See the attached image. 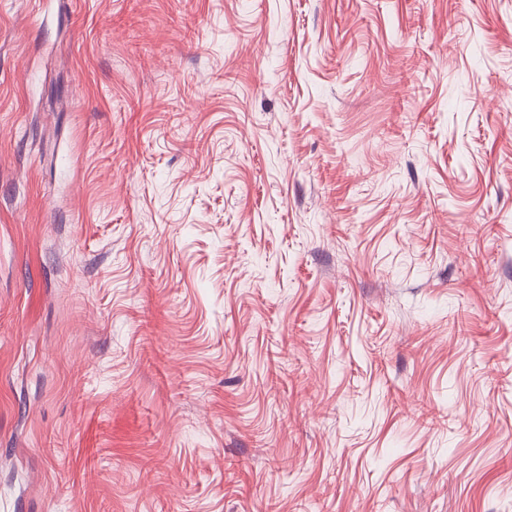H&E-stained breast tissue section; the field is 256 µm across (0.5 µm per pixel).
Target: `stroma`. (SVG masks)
Masks as SVG:
<instances>
[{
  "mask_svg": "<svg viewBox=\"0 0 512 512\" xmlns=\"http://www.w3.org/2000/svg\"><path fill=\"white\" fill-rule=\"evenodd\" d=\"M0 512H512V0H0Z\"/></svg>",
  "mask_w": 512,
  "mask_h": 512,
  "instance_id": "obj_1",
  "label": "stroma"
}]
</instances>
